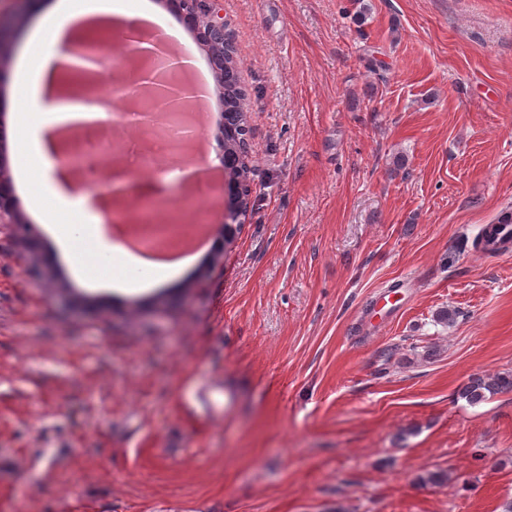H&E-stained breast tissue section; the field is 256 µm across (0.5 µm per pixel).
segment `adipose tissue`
<instances>
[{"instance_id": "1", "label": "adipose tissue", "mask_w": 512, "mask_h": 512, "mask_svg": "<svg viewBox=\"0 0 512 512\" xmlns=\"http://www.w3.org/2000/svg\"><path fill=\"white\" fill-rule=\"evenodd\" d=\"M114 0H57L31 30L14 72L15 123L12 164L36 177L31 190L45 230L75 272L88 284L126 295L142 294L179 277L192 257L156 259L107 237L105 216L91 193L74 192L57 169L56 132L79 122L104 119L103 109L64 97L68 73L86 60L67 52L76 31L116 18Z\"/></svg>"}]
</instances>
